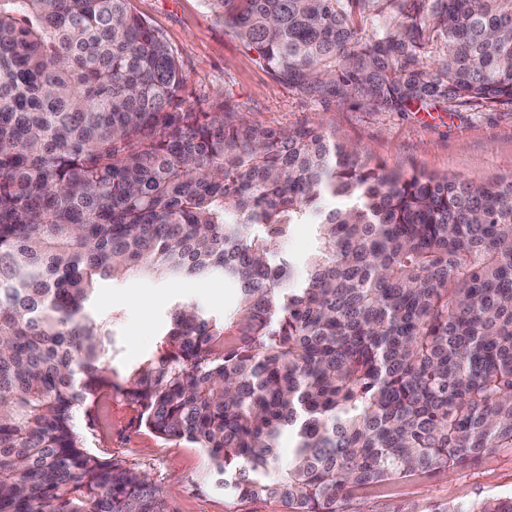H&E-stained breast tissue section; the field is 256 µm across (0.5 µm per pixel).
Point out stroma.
I'll return each mask as SVG.
<instances>
[{
	"instance_id": "1",
	"label": "stroma",
	"mask_w": 512,
	"mask_h": 512,
	"mask_svg": "<svg viewBox=\"0 0 512 512\" xmlns=\"http://www.w3.org/2000/svg\"><path fill=\"white\" fill-rule=\"evenodd\" d=\"M136 13L166 39L187 78L190 102L202 112L231 110L274 127L323 122L388 169L489 181L512 175V109L451 112L436 105L420 112H375L350 102L303 97L275 80L205 0H132ZM187 297L212 314L223 313L233 290L223 277L162 282L133 276L98 287L93 310L112 318L118 352L116 382L155 349L173 300ZM77 430L92 454L125 460L145 472L171 512H283L273 499L240 498L224 491L203 449L157 436L139 421V409L118 389L101 393ZM512 494V449L499 448L463 468L431 471L405 481L359 490L356 512H429L448 501L473 502Z\"/></svg>"
}]
</instances>
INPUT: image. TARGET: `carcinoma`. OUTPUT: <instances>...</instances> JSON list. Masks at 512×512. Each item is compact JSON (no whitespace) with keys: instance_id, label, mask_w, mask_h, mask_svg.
Listing matches in <instances>:
<instances>
[{"instance_id":"obj_1","label":"carcinoma","mask_w":512,"mask_h":512,"mask_svg":"<svg viewBox=\"0 0 512 512\" xmlns=\"http://www.w3.org/2000/svg\"><path fill=\"white\" fill-rule=\"evenodd\" d=\"M205 2L305 97L512 108V0ZM186 91L131 0H0V512H170L76 431L112 388L286 512H354L360 489L512 448V178L388 172L320 123ZM302 224L297 268L275 254ZM215 274L233 308L177 299L118 385L97 284Z\"/></svg>"}]
</instances>
